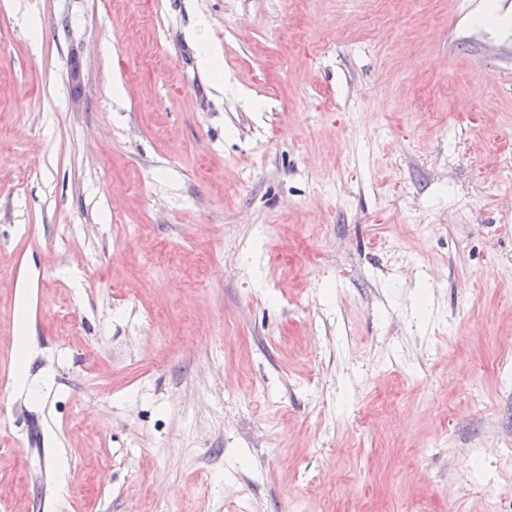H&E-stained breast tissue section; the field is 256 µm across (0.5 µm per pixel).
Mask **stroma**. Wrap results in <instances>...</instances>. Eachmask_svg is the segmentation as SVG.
<instances>
[{"mask_svg":"<svg viewBox=\"0 0 512 512\" xmlns=\"http://www.w3.org/2000/svg\"><path fill=\"white\" fill-rule=\"evenodd\" d=\"M0 512H512V0H0Z\"/></svg>","mask_w":512,"mask_h":512,"instance_id":"35a3bbf8","label":"stroma"}]
</instances>
